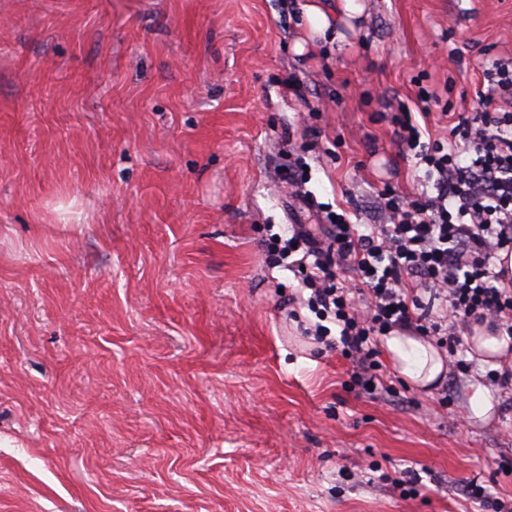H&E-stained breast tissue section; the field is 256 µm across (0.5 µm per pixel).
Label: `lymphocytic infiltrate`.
<instances>
[{
    "mask_svg": "<svg viewBox=\"0 0 512 512\" xmlns=\"http://www.w3.org/2000/svg\"><path fill=\"white\" fill-rule=\"evenodd\" d=\"M477 110L424 143L409 107L394 113L395 144L434 178L435 195L379 193V224L358 230L347 213L314 229L295 224L281 259L301 270L296 303L314 313L303 334L351 363L359 391L382 387L378 339L408 332L457 356L473 326L512 337V58L486 72Z\"/></svg>",
    "mask_w": 512,
    "mask_h": 512,
    "instance_id": "1",
    "label": "lymphocytic infiltrate"
}]
</instances>
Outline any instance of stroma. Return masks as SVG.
Wrapping results in <instances>:
<instances>
[{
    "mask_svg": "<svg viewBox=\"0 0 512 512\" xmlns=\"http://www.w3.org/2000/svg\"><path fill=\"white\" fill-rule=\"evenodd\" d=\"M302 2L0 0V512H512V396L469 406L487 364L350 390L268 252L319 221L289 155L360 224L425 191L391 115L435 87L447 135L512 57V0H363L299 55ZM305 165H289L288 169L282 170V183L284 188L290 189V195L297 197L306 202L310 207L314 206L313 198L304 186L308 183V170L304 169Z\"/></svg>",
    "mask_w": 512,
    "mask_h": 512,
    "instance_id": "35a3bbf8",
    "label": "stroma"
}]
</instances>
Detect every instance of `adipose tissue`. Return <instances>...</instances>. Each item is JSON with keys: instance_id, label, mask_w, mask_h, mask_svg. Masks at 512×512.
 I'll return each instance as SVG.
<instances>
[{"instance_id": "ef3b65f1", "label": "adipose tissue", "mask_w": 512, "mask_h": 512, "mask_svg": "<svg viewBox=\"0 0 512 512\" xmlns=\"http://www.w3.org/2000/svg\"><path fill=\"white\" fill-rule=\"evenodd\" d=\"M362 10L357 0H340L333 7L323 0H304L299 22L304 37L296 41L295 52L302 54L308 46L336 42L341 37L337 30L340 16L354 17ZM384 345L391 365L415 386L432 387L445 369L442 352L422 337L394 332L385 337Z\"/></svg>"}]
</instances>
